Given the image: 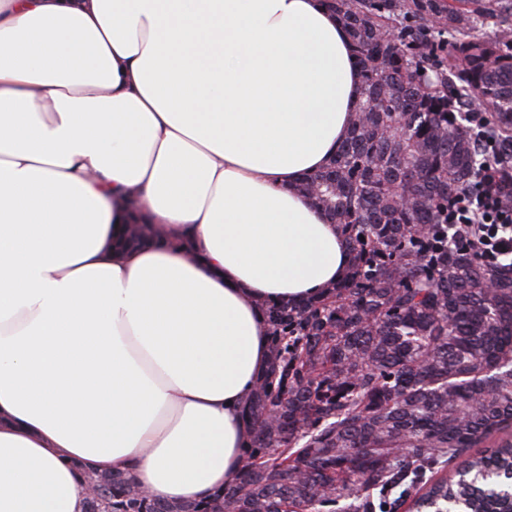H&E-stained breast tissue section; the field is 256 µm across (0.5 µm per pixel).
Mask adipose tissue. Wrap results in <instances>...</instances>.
<instances>
[{
	"label": "adipose tissue",
	"mask_w": 512,
	"mask_h": 512,
	"mask_svg": "<svg viewBox=\"0 0 512 512\" xmlns=\"http://www.w3.org/2000/svg\"><path fill=\"white\" fill-rule=\"evenodd\" d=\"M361 86L323 0H0V512L234 478L264 302L351 263L297 186Z\"/></svg>",
	"instance_id": "1"
}]
</instances>
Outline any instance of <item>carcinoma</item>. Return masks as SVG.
Returning <instances> with one entry per match:
<instances>
[{
	"label": "carcinoma",
	"mask_w": 512,
	"mask_h": 512,
	"mask_svg": "<svg viewBox=\"0 0 512 512\" xmlns=\"http://www.w3.org/2000/svg\"><path fill=\"white\" fill-rule=\"evenodd\" d=\"M362 73L348 136L299 191L352 265L319 296L266 304L270 354L237 480L202 502L122 472L88 512H512V261L481 260L448 208L478 181L476 109L512 162V0H326Z\"/></svg>",
	"instance_id": "cac0c4a2"
}]
</instances>
